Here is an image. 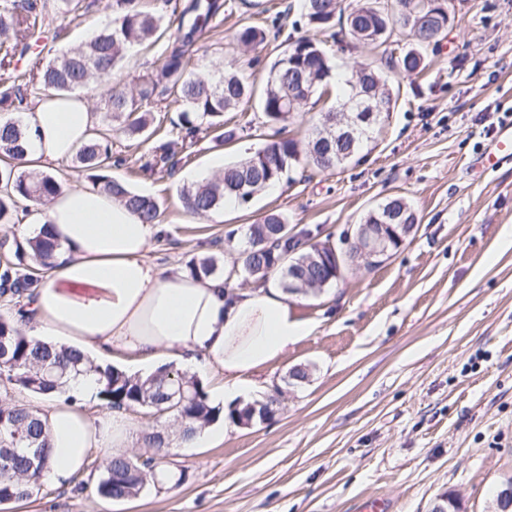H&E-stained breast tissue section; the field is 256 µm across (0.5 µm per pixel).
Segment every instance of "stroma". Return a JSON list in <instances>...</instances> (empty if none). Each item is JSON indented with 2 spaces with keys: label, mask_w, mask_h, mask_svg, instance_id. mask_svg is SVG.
<instances>
[{
  "label": "stroma",
  "mask_w": 512,
  "mask_h": 512,
  "mask_svg": "<svg viewBox=\"0 0 512 512\" xmlns=\"http://www.w3.org/2000/svg\"><path fill=\"white\" fill-rule=\"evenodd\" d=\"M105 3L55 18L42 56L85 43ZM300 4L226 0L194 56L199 72L234 58L264 77L287 38L302 36L322 42L337 72L385 68L382 48L339 44L332 31L308 25ZM450 11L423 72L401 81L393 112L353 161L324 171L297 166L290 182L249 205L198 216L179 189L263 146L270 130L258 106L225 113L238 134L223 145L208 137L182 144L178 104L160 115L163 135L144 143L113 136L111 176L159 202L161 231L148 257L162 266L183 270L202 256L233 266L250 225L270 210L304 241L339 242L395 195L419 224L382 265L347 270L318 294L289 296L312 331L252 377L251 401L279 387L275 413L233 425L217 445L178 449L183 483L112 501L96 494L92 470L66 489L42 483L0 512H352L367 495L389 498L395 512H432L448 497L460 512H495L498 491L512 482V248L500 245L512 232V163L485 172L475 163L512 120V0H452ZM245 23L263 26L264 47L234 42ZM166 46L131 49L112 84L132 89ZM344 94L333 84L301 104L285 136L306 143ZM163 144L172 168L139 173ZM295 368L307 379H292Z\"/></svg>",
  "instance_id": "obj_1"
}]
</instances>
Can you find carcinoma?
<instances>
[{
	"label": "carcinoma",
	"mask_w": 512,
	"mask_h": 512,
	"mask_svg": "<svg viewBox=\"0 0 512 512\" xmlns=\"http://www.w3.org/2000/svg\"><path fill=\"white\" fill-rule=\"evenodd\" d=\"M80 8L76 0H53L51 5L37 0H0V112L18 110L30 87L47 93L83 89L92 79L112 74L127 48L152 44L165 32L164 15L153 0H107L108 22L89 41L45 61L37 57L23 70L15 66L14 59L25 54L30 44L45 33L51 15L74 13ZM222 8V0H190L178 16L177 35L168 45L157 73L139 76L134 92L112 85L99 88L104 111L98 138L75 155L80 167L92 172L96 187L123 200L145 224L158 223L159 203L107 174L112 168V135L139 140L160 133L162 125L151 127L153 113L165 111L173 100L184 106L181 127L185 138L194 141L205 132L222 144L235 137V130L224 129V113L245 108L255 99L254 82L234 60L226 62L224 71L216 75L201 76L191 69L199 33ZM302 8L308 24L322 30L334 21L337 0H302ZM346 26L348 35L356 41L391 46V75L365 69L361 78L362 85L394 105L397 98L387 88L388 79L400 81L420 74L425 51L435 46L448 29V13L438 0H356ZM405 30L414 35L415 44L398 53V34ZM265 39L264 29L252 24L241 25L234 34V40L244 47H259ZM331 76L329 58L317 41L308 37L289 41L271 64L257 98L265 123L274 134L251 157L224 166L221 176L182 186L184 207L197 215L218 211L224 208V200L237 199L233 188L244 179L250 181L252 192L258 195L281 182L302 159L318 169L337 168L349 162L372 138L374 128L359 132L352 142L330 147L313 134L304 154L296 141L282 136L284 124L301 101L325 92ZM26 142V130L19 120L0 118L1 158L21 154ZM0 176L4 184L10 185L9 191L0 195L3 224L14 219L19 201H44L57 190L56 179L46 174L17 172L9 167L0 171ZM386 204L393 207L397 223H417L404 197L390 198ZM284 223V216L272 211L251 225L241 272L264 281L278 271L288 293L303 281L335 283V261L328 255L318 257L313 248L302 249L300 243L283 237L280 225ZM27 245L28 250L18 253L17 262L0 268V299L10 304H20L33 284V274L24 260L27 251H33L43 264L54 257L55 245L43 236L28 240ZM189 273L204 277L218 274V259L203 257L189 265ZM0 350L10 362V370L0 368V373H5L11 385L32 393H49L76 376L92 373L97 376L99 395L108 408H146L158 420L172 414L185 438L195 433L196 425L205 426L224 414L223 408L209 404L205 387L193 375L170 368L145 380L130 377L111 365H95L77 352L57 350L25 334L8 313H0ZM178 382L185 385L189 396L184 402L173 396ZM144 443L150 456L141 462L124 455L100 461L96 486L100 497H136L148 479L164 471L161 459L169 451L163 450L160 432L146 433ZM0 448L13 449L10 462L0 466V501L29 499L44 471L31 466L33 451L39 448L43 456H48L44 431L32 408L0 403Z\"/></svg>",
	"instance_id": "1"
}]
</instances>
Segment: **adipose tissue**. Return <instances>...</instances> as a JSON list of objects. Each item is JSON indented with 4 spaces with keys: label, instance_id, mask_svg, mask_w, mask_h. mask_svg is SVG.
Segmentation results:
<instances>
[{
    "label": "adipose tissue",
    "instance_id": "obj_1",
    "mask_svg": "<svg viewBox=\"0 0 512 512\" xmlns=\"http://www.w3.org/2000/svg\"><path fill=\"white\" fill-rule=\"evenodd\" d=\"M21 121L28 141L15 165L38 173L89 144L96 115L86 96L49 93L31 100ZM157 230L108 192L65 181L49 201L29 203L19 235L48 232L56 249L51 264L37 269L23 326L46 344L96 352L143 377L160 361L192 375H223L211 395L234 404L248 375L286 354L310 326L295 314L278 278L233 292L223 278L150 261ZM97 390L94 375H81L39 397L49 448L45 479L56 486L86 472L92 450L108 457L134 443L124 411L90 415L87 403Z\"/></svg>",
    "mask_w": 512,
    "mask_h": 512
}]
</instances>
